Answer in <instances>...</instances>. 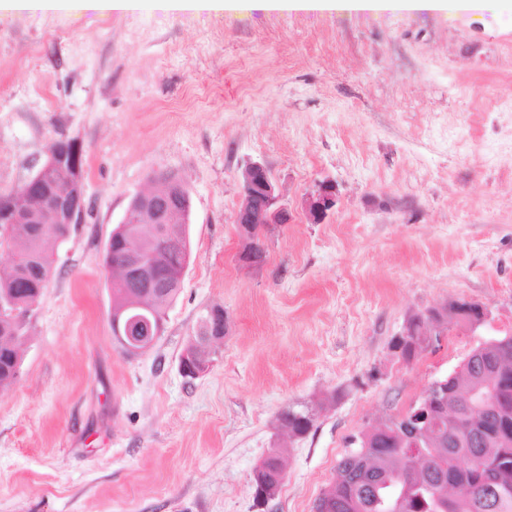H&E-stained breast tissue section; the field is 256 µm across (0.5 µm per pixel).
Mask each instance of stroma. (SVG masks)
<instances>
[{
	"label": "stroma",
	"mask_w": 512,
	"mask_h": 512,
	"mask_svg": "<svg viewBox=\"0 0 512 512\" xmlns=\"http://www.w3.org/2000/svg\"><path fill=\"white\" fill-rule=\"evenodd\" d=\"M59 139L84 151L91 215L51 244L22 364L0 391V512H311L353 436L403 413L486 341L512 334V11L500 0L365 12L156 0L124 14L0 11V193ZM294 221L241 267L247 163ZM178 176L191 254L164 331L112 334L106 245L131 199ZM336 186L309 221L306 197ZM468 300L412 361L411 320ZM230 330L208 368L180 359L207 307ZM311 407L308 434L278 417ZM284 454L275 500L252 472ZM336 205V187L330 181L318 184L316 191L309 195L305 202V212L309 220L321 223Z\"/></svg>",
	"instance_id": "1"
}]
</instances>
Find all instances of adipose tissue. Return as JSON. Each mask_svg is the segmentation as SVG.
Returning a JSON list of instances; mask_svg holds the SVG:
<instances>
[{"label":"adipose tissue","instance_id":"ef3b65f1","mask_svg":"<svg viewBox=\"0 0 512 512\" xmlns=\"http://www.w3.org/2000/svg\"><path fill=\"white\" fill-rule=\"evenodd\" d=\"M215 8L240 16L253 7L290 11L320 9L339 13L378 10L388 5L398 9H420L430 0H211ZM137 5V0H0V11H22L29 8L56 10L66 7L124 13Z\"/></svg>","mask_w":512,"mask_h":512}]
</instances>
